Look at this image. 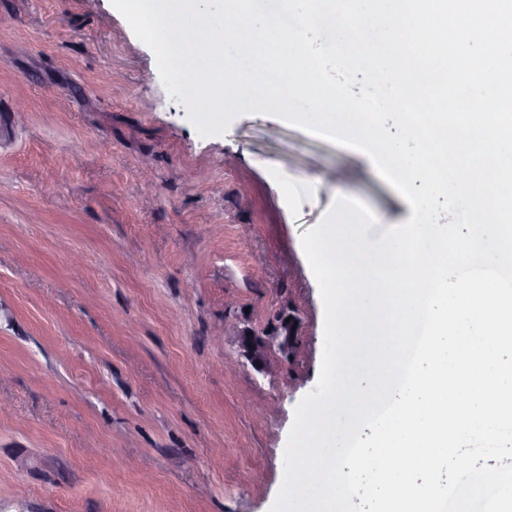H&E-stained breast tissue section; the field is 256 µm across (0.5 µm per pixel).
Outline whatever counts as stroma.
Instances as JSON below:
<instances>
[{"label": "stroma", "mask_w": 512, "mask_h": 512, "mask_svg": "<svg viewBox=\"0 0 512 512\" xmlns=\"http://www.w3.org/2000/svg\"><path fill=\"white\" fill-rule=\"evenodd\" d=\"M372 161L270 115L200 136L112 0H0V512H269L324 306L301 237ZM300 322L263 373L225 322Z\"/></svg>", "instance_id": "35a3bbf8"}]
</instances>
